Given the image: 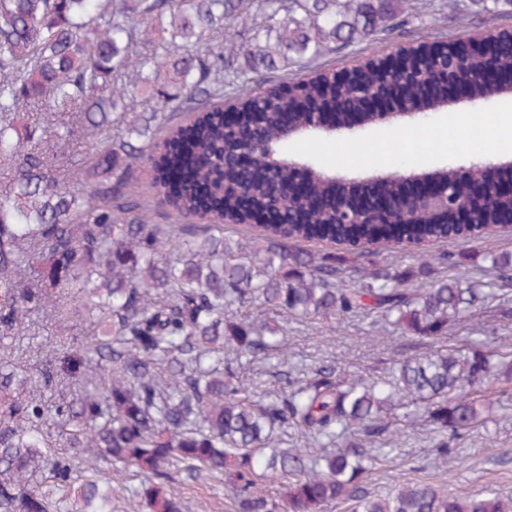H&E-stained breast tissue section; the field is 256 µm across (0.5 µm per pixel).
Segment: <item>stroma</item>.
<instances>
[{
    "mask_svg": "<svg viewBox=\"0 0 512 512\" xmlns=\"http://www.w3.org/2000/svg\"><path fill=\"white\" fill-rule=\"evenodd\" d=\"M483 30L512 32V10L444 18L429 35L455 40ZM416 39L413 32L383 36L329 54L323 58L322 65L338 70L357 61L378 59L392 46ZM409 129V124L396 123L355 136L339 134L315 147L299 140L291 151L299 158L350 177L466 165L498 158L503 151L502 146L486 144L477 150L456 144L417 153L395 150V142ZM505 252L512 253V232L500 231L482 236H452L411 248L394 246L381 251L379 258L399 270L426 263L436 277L485 281L492 276L490 256ZM269 323L284 330L288 359L295 372L330 365L345 380L358 376L381 377L405 356L458 347L471 340L483 342L487 350L496 353L512 352V294L503 300H490L484 310L466 315L447 335L435 341L421 340L388 324L361 317L309 324L281 315L270 318ZM383 422L395 435V449L380 451L373 469L362 475L360 483L368 493L386 496L405 484L422 482L453 496L493 489L503 497H512V396L506 394L501 402L491 403L483 423L457 436L434 433L423 409L400 402L385 414ZM442 445L448 448V462L433 465L436 450ZM170 490L192 512H234L229 487L223 478L194 480L179 473Z\"/></svg>",
    "mask_w": 512,
    "mask_h": 512,
    "instance_id": "1",
    "label": "stroma"
}]
</instances>
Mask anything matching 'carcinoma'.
Masks as SVG:
<instances>
[{"label": "carcinoma", "mask_w": 512, "mask_h": 512, "mask_svg": "<svg viewBox=\"0 0 512 512\" xmlns=\"http://www.w3.org/2000/svg\"><path fill=\"white\" fill-rule=\"evenodd\" d=\"M512 0H0V162L10 177L0 185V339L28 332L36 319L87 322L91 340L59 342L30 367L0 357V512H112V478L80 469L90 454L147 475L139 492L149 512H188L166 484L181 468L191 479L225 476L237 512H321L346 500L354 512H512V499L494 490L452 497L428 484H406L374 497L359 479L373 463L365 448L341 451L336 440L357 429L383 437L382 412L404 399L426 408L446 435L482 421L476 389L512 384V355L478 344L451 347L396 362L373 381L341 380L331 366L288 380L274 394L256 382H233L231 364L243 356L278 352L285 342L267 324L228 315L253 304L263 314L299 321L378 313L396 328L436 339L495 292L476 281L436 279L424 267L402 272L370 260L343 284L340 260L290 248L320 240L384 250L461 234L456 204L471 210L470 227H512V185L484 199L477 182L494 178L482 163L469 175L441 173L448 204L420 212L412 224L339 223V209L359 193L354 180L317 170L306 177L315 207L304 223L284 225L275 183L293 186L288 165L271 170L264 154L247 173L252 208L241 214L224 185V150L255 130L268 143L282 135L276 98L259 90L266 71L311 67L327 52L408 28L427 30L438 17L495 14ZM436 76L442 102L462 97L476 105L508 94L512 36L422 41L393 63L372 68L318 70L288 83L296 126L311 117L340 132L360 110L336 98L349 87L370 92L392 77L408 82L397 113L424 112L422 80ZM233 124H224V100ZM80 108L79 125L58 137L91 139L77 159L83 189L54 173L41 148L32 113ZM175 144L151 152L156 131ZM155 173L161 202L214 222L164 229L143 217L131 187L134 167ZM401 175L377 184L387 199ZM259 229L244 248L224 238L222 219ZM177 253L170 260L164 247ZM496 281L512 283V254L491 259ZM261 393L268 402L257 405ZM62 429L72 454L53 451L42 427ZM293 428L320 448L263 453L272 432ZM291 475L279 499L261 479Z\"/></svg>", "instance_id": "cac0c4a2"}]
</instances>
